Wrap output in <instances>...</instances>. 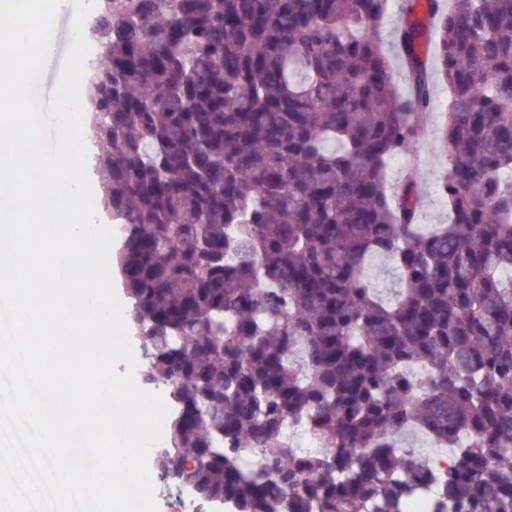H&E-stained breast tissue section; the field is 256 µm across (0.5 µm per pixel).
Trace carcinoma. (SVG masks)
I'll list each match as a JSON object with an SVG mask.
<instances>
[{
    "label": "carcinoma",
    "instance_id": "1",
    "mask_svg": "<svg viewBox=\"0 0 512 512\" xmlns=\"http://www.w3.org/2000/svg\"><path fill=\"white\" fill-rule=\"evenodd\" d=\"M429 4L402 95L389 0H93L87 171L172 408L154 463L218 508L512 512V0ZM434 74L450 218L420 224ZM401 0H393L391 2L392 8L384 21L382 27V37L385 45V49L388 53V56L391 60L392 66L396 72L397 80H398V88L401 94H405L407 91V84L402 75L401 68V60L398 52V48L394 38V31L397 25L400 22L401 14H400V3Z\"/></svg>",
    "mask_w": 512,
    "mask_h": 512
}]
</instances>
